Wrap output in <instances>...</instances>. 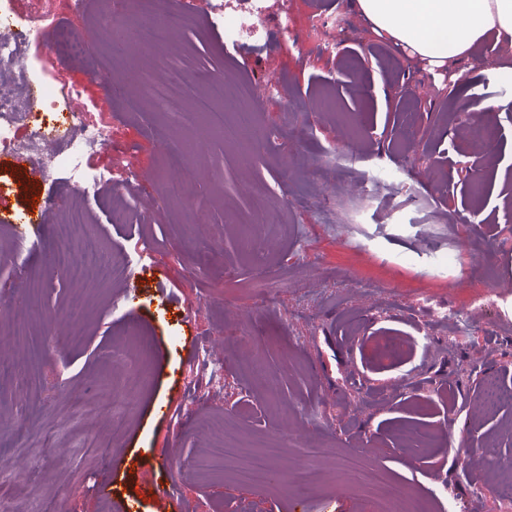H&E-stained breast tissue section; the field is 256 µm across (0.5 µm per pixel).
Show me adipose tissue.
Returning <instances> with one entry per match:
<instances>
[{
  "label": "adipose tissue",
  "mask_w": 512,
  "mask_h": 512,
  "mask_svg": "<svg viewBox=\"0 0 512 512\" xmlns=\"http://www.w3.org/2000/svg\"><path fill=\"white\" fill-rule=\"evenodd\" d=\"M374 31L435 68L467 57L487 34L512 41V0H356Z\"/></svg>",
  "instance_id": "obj_1"
}]
</instances>
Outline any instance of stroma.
<instances>
[{"instance_id":"obj_1","label":"stroma","mask_w":512,"mask_h":512,"mask_svg":"<svg viewBox=\"0 0 512 512\" xmlns=\"http://www.w3.org/2000/svg\"><path fill=\"white\" fill-rule=\"evenodd\" d=\"M42 2L61 12L66 34L86 37L88 51L67 55L62 35L49 34L25 43L19 57L61 101H78L88 122L105 126L111 144L86 156L102 180L82 196L68 192L65 172L36 178L26 158L0 157V200L43 215L26 236L0 223V284L8 287L0 296V420L15 429L0 438V500L15 512H38L48 496L56 512H156L155 490L165 486L182 512H225L238 502L255 512H376L338 468L340 454L364 453L416 495L434 497L433 512H444L446 500L434 496L442 488L462 512H512V500L473 491L494 458L512 455V402L490 419L469 399L490 375L512 386V296L483 302L495 282L512 280V45L490 34L471 56L434 69L378 36L354 0H262L271 19L288 15L291 34L242 52L226 45L215 0H177L191 22L166 45L178 53L175 66L250 82L255 119L247 155L207 141L191 156V195L165 201L162 185L184 177L163 164L169 122L148 106L126 115L100 84L109 75L142 89L153 59L114 55L99 29L112 0H82L77 13L66 0ZM335 8L359 36L329 55L321 42L332 33L315 30L312 18ZM272 81L284 95L267 93ZM486 101L498 104L494 136L477 141L460 111L477 115ZM345 162L350 177L386 172L400 191L376 203L344 198ZM304 193L333 199L339 222L298 206ZM259 196L284 212L269 251L240 243ZM119 204L132 222H114ZM199 207L207 223H192ZM76 211L83 220L70 223ZM64 228L104 252L126 251L128 267L106 283L48 280L50 246ZM229 271L264 280L271 300L234 288ZM33 279L43 283L40 316L10 304ZM428 297L469 315L471 333L460 339L448 321L424 319ZM78 307L84 335L75 342L68 317ZM132 322L149 342V365L116 439L112 397L128 376L117 357L133 345ZM421 331L426 342L405 361L379 354L382 337ZM161 403L168 416L155 415ZM211 422L252 445L287 439L276 464L288 471L300 449H322L315 492L240 484L229 462L179 473L174 460L202 454ZM418 423L444 443L403 446L400 430ZM474 423L492 446L460 449L456 437ZM106 480L105 501L96 489Z\"/></svg>"}]
</instances>
